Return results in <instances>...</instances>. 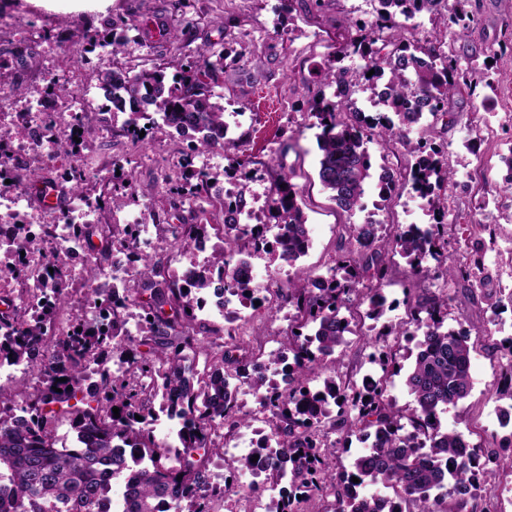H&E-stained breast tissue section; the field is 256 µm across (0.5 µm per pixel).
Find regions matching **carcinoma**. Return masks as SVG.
<instances>
[{
	"label": "carcinoma",
	"instance_id": "cac0c4a2",
	"mask_svg": "<svg viewBox=\"0 0 512 512\" xmlns=\"http://www.w3.org/2000/svg\"><path fill=\"white\" fill-rule=\"evenodd\" d=\"M374 19L361 34L343 47L336 58L313 67L307 85L306 118L319 130L318 178L332 193L343 212L352 216L363 210L368 181L372 178L368 144L386 147L399 142L417 156L409 175L378 186V197L391 202L409 190L425 201L434 223L425 229L392 226L385 236H370L362 224L348 223L336 246L333 265L324 275L300 268L295 277L277 289L282 304L294 309L289 351L294 369L288 389L278 390L248 367L254 356L237 340L238 328H209L197 320L200 296L213 287L204 269L168 272L162 254H134V275L122 288V297L104 296L71 304L73 255L54 248L52 225H42V236L27 258L0 267V281L15 282L30 290L37 282L49 296L44 308L33 314L24 298L0 312V362L24 364L26 376L11 398L0 395V512H103L104 478L125 477L123 512H214L213 502L224 498L227 486L213 481L210 458L224 450L212 437V428L227 427L231 434L248 428L257 416L238 410L226 390L227 380L245 379L263 394L262 419L275 436V447L255 452L265 455L267 474L278 498L268 512H295L298 497L331 493L334 512H377L378 493L392 495L404 512H490L478 501L497 488V475L512 471V456L499 451L483 454L476 447L463 454L462 434L441 426L439 414L466 399L472 388L473 344L470 336L445 326L448 289L420 288L405 302L406 320L386 326L371 341V362L382 375L362 377L361 384L338 383L327 376L310 386L328 358L347 344L353 333V317L342 314L352 304V294L364 288L366 317L379 320L386 312L383 287L395 276V256L406 260L413 278L428 268L427 258L437 261L434 277L443 282L473 287L487 285L480 250L448 260L445 254L448 216L445 191L456 171L447 146L419 136L409 137L410 122L420 113L433 120L454 122L448 97L467 82L470 59L447 50L446 36L434 30L408 31L406 22L427 14L452 26V40L469 37L479 23L480 0H452L438 8L440 0H371ZM360 64L344 66L348 56ZM228 54L203 49L168 77V66L155 64L132 72L116 68L105 73L100 89L106 102H127L128 118L122 129L134 143L141 132L163 124L192 130L191 155L182 164L180 177L198 184L185 190L178 185L180 202L159 232L184 252L197 236L209 233V224H190L182 211L203 213L216 203L202 195L210 172L193 168V158L217 152L233 153L229 169L251 180V166L259 164L270 175L269 214L273 226L284 228L281 247L288 260L301 258L300 246L310 240L302 194L292 183L293 171L272 158L258 162L245 154L248 133L218 145L215 132L230 129L224 121L223 96L205 82L224 73ZM372 76H367L369 71ZM387 78L383 101L400 105L416 101L421 112L391 111L366 114L352 108V95L374 80ZM86 136L95 132L94 116L72 115ZM42 137L52 145L53 156L71 157V137L61 136L56 114L43 113ZM41 168L14 169L13 182L25 187L41 179ZM60 178L83 196L86 177L82 165L69 164ZM177 223H171V220ZM130 224H72L70 234L79 248L91 253L98 266L106 264L112 247L130 238ZM99 242H94V237ZM268 252L266 242L246 227L224 232V252L213 264L228 266L243 250ZM224 291L253 299L255 285L224 274ZM488 306L497 310L512 306V292H487ZM135 321L141 339L129 340L127 325ZM418 338L414 361L405 366L397 350L386 344L390 336ZM228 340L218 344L212 337ZM504 355L505 368L496 400H508L512 408V337ZM206 356L210 371L195 369L196 357ZM404 375L403 386L414 406L402 413L387 394L394 376ZM60 391H55V388ZM171 419L182 421L176 447L157 439L151 423L154 403ZM338 408L332 414L331 407ZM119 408L114 417L112 408ZM142 420H137V417ZM65 418L70 429L59 436L57 420ZM347 428L351 435L382 434L384 441L358 452L351 470L333 472L336 444L324 440L325 429ZM359 482H352V478Z\"/></svg>",
	"mask_w": 512,
	"mask_h": 512
}]
</instances>
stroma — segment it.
I'll return each mask as SVG.
<instances>
[{
  "mask_svg": "<svg viewBox=\"0 0 512 512\" xmlns=\"http://www.w3.org/2000/svg\"><path fill=\"white\" fill-rule=\"evenodd\" d=\"M370 0H330L327 7L287 11L283 0H0V64L24 91V98L0 95V130L15 129L18 113L40 104L45 112H96L102 97L98 90L102 74L115 68L137 71L156 63L177 69L181 61L203 48L230 46L241 54L229 65L215 93L230 110L241 112L242 130L250 134L247 149L257 160L274 156L281 142L292 139L285 164L294 171L303 210L310 226L313 247L299 265L317 273L326 272L335 255L342 224L361 223L362 214L347 215L331 198L317 175L319 150L315 130L306 125L305 89L314 65L333 56L355 36L354 20H370ZM176 30L171 40L160 39L157 25ZM512 32V10L504 0H483L481 24L469 41L453 45L456 55L469 57L477 70H489L493 87L484 82L461 87L450 102L455 113L443 137L457 170L455 183L447 189L448 209L458 221L448 227V248L458 242L479 243L485 272L494 287L512 289V195L499 194L484 204L485 186L501 183L505 173L502 158L512 152V50H500L505 32ZM112 37L133 44L130 54L113 55L111 46L89 45V37ZM86 47L78 69H69L64 56L72 46ZM495 47L492 66H485L484 51ZM58 79L59 95H46L50 79ZM122 117L109 119V134L86 138L79 155L105 172L122 171L134 177L126 195L98 210L102 225L116 223L125 213H136L144 223L169 210L173 201L160 176L165 156L183 160L188 144L170 139L163 130L153 131L145 143L132 144L121 126ZM66 164L62 158H44L46 180L56 183L57 208L44 207L34 191H27L19 207L31 224H51L66 213L72 195L57 179ZM448 327L470 331L474 345L473 390L442 416L444 426L465 430L483 451L497 448L503 429L488 420L503 363L501 341L512 336V309H489L481 294L462 286L449 290ZM293 311L281 309L276 317L263 311H248L241 336L256 356L286 352L285 329ZM349 344L338 352L327 372L337 381L360 378L371 371V346L349 335Z\"/></svg>",
  "mask_w": 512,
  "mask_h": 512,
  "instance_id": "obj_1",
  "label": "stroma"
}]
</instances>
